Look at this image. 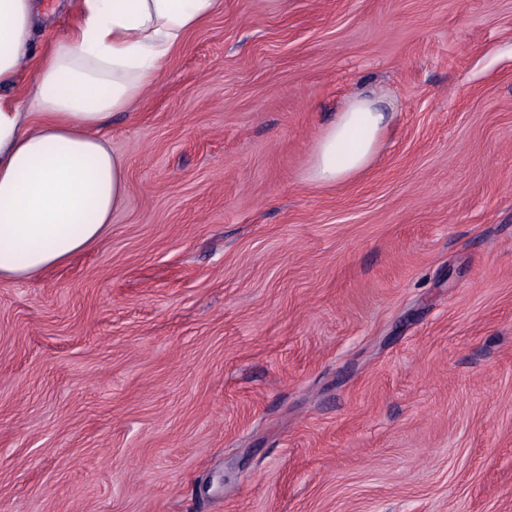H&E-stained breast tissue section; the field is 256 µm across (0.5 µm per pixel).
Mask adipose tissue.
Listing matches in <instances>:
<instances>
[{
  "mask_svg": "<svg viewBox=\"0 0 512 512\" xmlns=\"http://www.w3.org/2000/svg\"><path fill=\"white\" fill-rule=\"evenodd\" d=\"M221 0H81L68 34L32 59L36 0H0V279H24L97 242L126 193V165L103 128L127 112L185 36ZM388 115L375 92L352 97L319 139L311 179L364 172Z\"/></svg>",
  "mask_w": 512,
  "mask_h": 512,
  "instance_id": "1",
  "label": "adipose tissue"
}]
</instances>
